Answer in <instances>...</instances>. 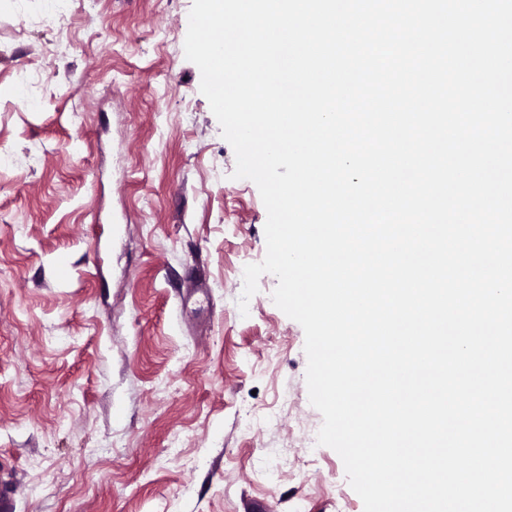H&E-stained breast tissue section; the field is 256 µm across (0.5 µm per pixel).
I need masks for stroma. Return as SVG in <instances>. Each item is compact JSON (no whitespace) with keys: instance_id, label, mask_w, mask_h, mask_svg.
I'll list each match as a JSON object with an SVG mask.
<instances>
[{"instance_id":"obj_1","label":"stroma","mask_w":512,"mask_h":512,"mask_svg":"<svg viewBox=\"0 0 512 512\" xmlns=\"http://www.w3.org/2000/svg\"><path fill=\"white\" fill-rule=\"evenodd\" d=\"M192 0H0V484L12 512H364L317 444L305 335L245 265L234 178L184 41ZM50 67L49 83L20 87Z\"/></svg>"}]
</instances>
